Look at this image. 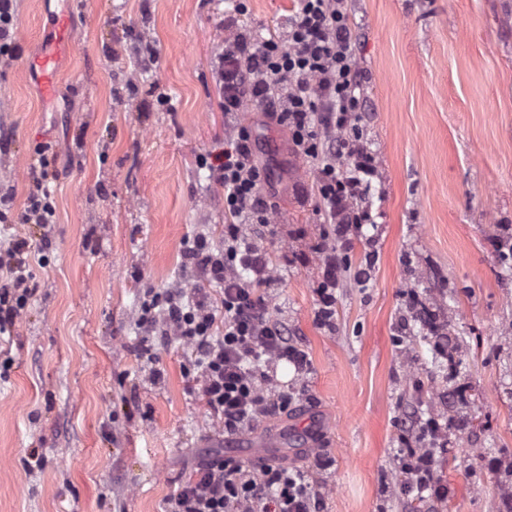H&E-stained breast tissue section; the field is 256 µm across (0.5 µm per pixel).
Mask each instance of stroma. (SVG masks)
<instances>
[{
    "mask_svg": "<svg viewBox=\"0 0 512 512\" xmlns=\"http://www.w3.org/2000/svg\"><path fill=\"white\" fill-rule=\"evenodd\" d=\"M247 5L239 17L233 0L15 2L0 187L22 208L45 147L56 215L0 223V255L25 237L37 284L0 335V512H169L204 454L257 466L268 433L314 482L318 512H512V0H347L378 175L328 326L314 167L258 104L232 120L221 107L225 42L288 36L293 0ZM64 9L74 39L46 101L26 63ZM233 121L250 128L276 204L262 241L272 312L310 369L280 364L293 405L231 436L201 397L192 347L141 319L149 292L198 287L187 241L224 237V188L204 160ZM411 290L439 309L447 355L425 340ZM415 415L443 426L448 495L432 503L403 490Z\"/></svg>",
    "mask_w": 512,
    "mask_h": 512,
    "instance_id": "35a3bbf8",
    "label": "stroma"
}]
</instances>
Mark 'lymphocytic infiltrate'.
Segmentation results:
<instances>
[{
    "label": "lymphocytic infiltrate",
    "mask_w": 512,
    "mask_h": 512,
    "mask_svg": "<svg viewBox=\"0 0 512 512\" xmlns=\"http://www.w3.org/2000/svg\"><path fill=\"white\" fill-rule=\"evenodd\" d=\"M215 76L224 92L225 114L239 111L244 100L256 102L316 163L323 221L331 228L318 248V316L330 320L338 277L346 268L336 245L369 220L358 203L376 170L360 143L364 74L344 0H297L284 40L237 33L225 43ZM47 165L43 156L30 164L28 178L36 190L17 223H53L55 207L43 186ZM215 172L224 186L229 220L224 239L215 245L195 238L184 258L200 282L218 285V294L166 289L142 321L164 337L192 345L201 394L225 434L234 435L259 418L287 412L294 387L275 380L271 370L283 361L304 373L308 357L273 317L266 292L272 279L267 252L239 230L243 224L269 227L274 218V203L264 190L267 175L255 159V141L246 126H231ZM27 247L26 239H17L7 261H0L6 274L0 283L1 335L15 327L34 292L24 259ZM318 507V491L303 470L276 462L255 468L232 456H216L197 464L171 512H317Z\"/></svg>",
    "instance_id": "1"
}]
</instances>
